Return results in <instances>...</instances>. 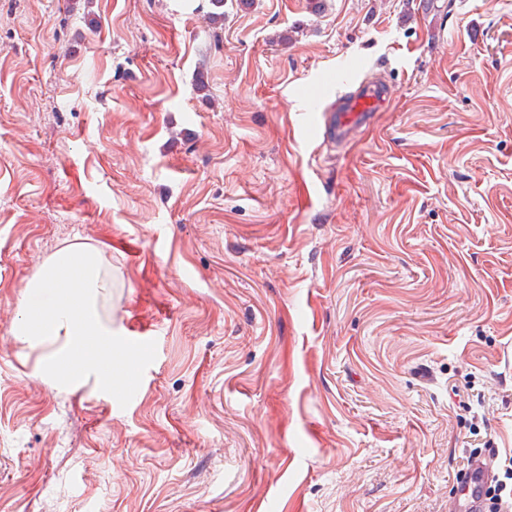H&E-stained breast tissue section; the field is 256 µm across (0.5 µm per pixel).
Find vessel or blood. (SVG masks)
<instances>
[{
  "instance_id": "b4317fda",
  "label": "vessel or blood",
  "mask_w": 512,
  "mask_h": 512,
  "mask_svg": "<svg viewBox=\"0 0 512 512\" xmlns=\"http://www.w3.org/2000/svg\"><path fill=\"white\" fill-rule=\"evenodd\" d=\"M387 102L388 94L381 85L363 83L355 90L338 95L330 108L313 113L311 123L319 129L324 143H342L356 130L368 125ZM495 460V454L491 453L466 464L458 493L448 512H482Z\"/></svg>"
}]
</instances>
